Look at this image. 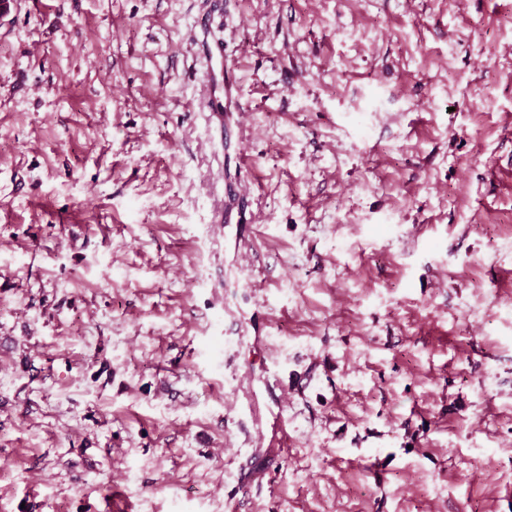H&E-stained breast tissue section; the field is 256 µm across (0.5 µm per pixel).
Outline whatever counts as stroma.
I'll list each match as a JSON object with an SVG mask.
<instances>
[{
  "mask_svg": "<svg viewBox=\"0 0 512 512\" xmlns=\"http://www.w3.org/2000/svg\"><path fill=\"white\" fill-rule=\"evenodd\" d=\"M209 7L0 18V512H512V0ZM197 28L203 33V39L196 42L197 51L207 63L204 107L219 123H223L224 112H231V108L235 112H243V107L230 72L224 66V42L209 40L208 15L198 21ZM229 199L228 204H224L220 210L216 212L215 221L217 224H235L236 236L240 241L246 242L248 240L250 225L246 218V206L242 199L236 206L233 207L235 201V191L232 185L226 183L224 186V197ZM236 208V213H233Z\"/></svg>",
  "mask_w": 512,
  "mask_h": 512,
  "instance_id": "1",
  "label": "stroma"
}]
</instances>
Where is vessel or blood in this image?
<instances>
[{
	"instance_id": "b4317fda",
	"label": "vessel or blood",
	"mask_w": 512,
	"mask_h": 512,
	"mask_svg": "<svg viewBox=\"0 0 512 512\" xmlns=\"http://www.w3.org/2000/svg\"><path fill=\"white\" fill-rule=\"evenodd\" d=\"M202 33V40L197 41V51L207 63V75L204 85V106L216 119H223L225 112L241 111L242 104L237 96L234 81L224 65V44L207 37L209 22L200 19L197 23ZM224 194L227 204L217 211L215 221L219 224L234 225L236 236L240 241H247L250 226L246 218L245 204L234 203L235 191L232 185H225Z\"/></svg>"
}]
</instances>
